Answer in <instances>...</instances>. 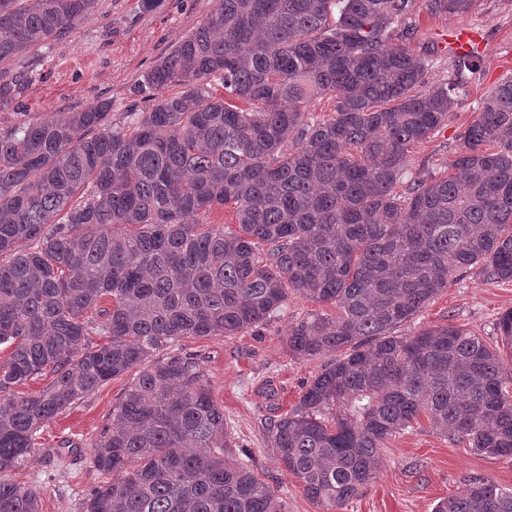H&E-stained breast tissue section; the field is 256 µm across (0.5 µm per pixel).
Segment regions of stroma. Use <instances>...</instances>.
Instances as JSON below:
<instances>
[{
	"label": "stroma",
	"mask_w": 512,
	"mask_h": 512,
	"mask_svg": "<svg viewBox=\"0 0 512 512\" xmlns=\"http://www.w3.org/2000/svg\"><path fill=\"white\" fill-rule=\"evenodd\" d=\"M216 6V0H154L150 8L143 0H96L92 14L50 48L0 67V128L104 100L112 103L113 123H123L125 108L142 102L136 93L141 74ZM463 23L485 33L475 48L482 70L440 130L410 148V171H447L479 99L500 79L512 76V0H474L470 12L460 18L432 15L426 0H412L396 27L409 29L407 46L428 59V85L447 79L453 52L446 39L449 30ZM315 308V303L292 295L261 327L233 336L186 338L176 346L177 351L197 355L212 397L224 410L233 445L247 452L259 478L282 498L286 512H321L277 462L267 438L271 418L294 409L306 383L332 360L328 354L306 361L288 353L289 325ZM509 309L512 282H492L474 269L449 280L447 288L396 333L409 336L452 323L493 345L498 341L495 323ZM133 379L130 372L113 378L72 404L41 430L38 448L22 467L10 472L11 481L36 486L39 512H83L85 498L104 480L92 463V445ZM381 454L377 478L344 512H432L439 500L476 478L512 488V458L474 453L467 443L445 437L424 418L388 439Z\"/></svg>",
	"instance_id": "obj_1"
}]
</instances>
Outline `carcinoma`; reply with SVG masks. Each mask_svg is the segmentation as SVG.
I'll return each mask as SVG.
<instances>
[{
  "mask_svg": "<svg viewBox=\"0 0 512 512\" xmlns=\"http://www.w3.org/2000/svg\"><path fill=\"white\" fill-rule=\"evenodd\" d=\"M411 3L218 0L141 75L148 106L125 124L101 101L0 128V345L13 346L0 363V512H39L36 487L8 473L70 405L185 337L262 326L291 293L336 312L291 324L289 352L338 358L268 434L322 512L373 482L386 440L421 416L512 458L500 348L451 324L394 335L452 277L478 267L512 282V77L480 98L446 175L408 174L409 148L481 68L457 56L448 80L419 92L428 64L393 27ZM94 6L0 0V64L49 47ZM471 7L427 0L433 15ZM323 95L333 113L306 120ZM228 206L238 229L205 221ZM496 331L511 350L512 310ZM47 372L38 393L10 396ZM93 464L112 480L83 512H285L232 448L187 354L132 381ZM433 512H512V489L475 479Z\"/></svg>",
  "mask_w": 512,
  "mask_h": 512,
  "instance_id": "obj_1",
  "label": "carcinoma"
}]
</instances>
